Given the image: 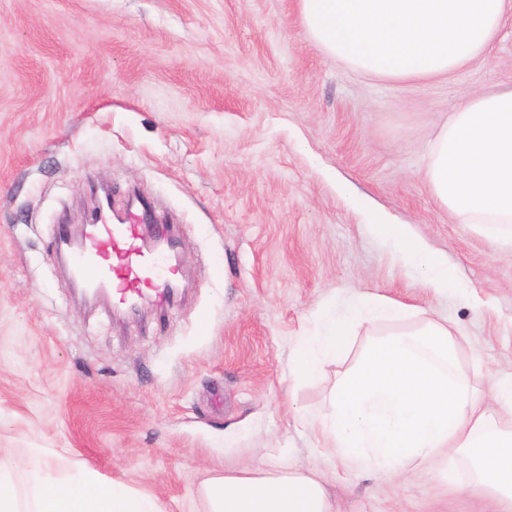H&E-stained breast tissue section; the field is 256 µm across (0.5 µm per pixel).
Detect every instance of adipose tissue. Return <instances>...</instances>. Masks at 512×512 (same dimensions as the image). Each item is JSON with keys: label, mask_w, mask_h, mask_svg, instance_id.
Wrapping results in <instances>:
<instances>
[{"label": "adipose tissue", "mask_w": 512, "mask_h": 512, "mask_svg": "<svg viewBox=\"0 0 512 512\" xmlns=\"http://www.w3.org/2000/svg\"><path fill=\"white\" fill-rule=\"evenodd\" d=\"M305 36L323 54L389 82L451 75L486 57L512 0H296ZM438 205L512 247V87L465 96L434 132L425 168ZM372 230L395 244L412 275L434 294L458 281L408 226L384 214ZM403 303L360 291L344 314L319 310L301 336L294 381L319 378L344 352L355 325H388L331 393L312 428L325 452L349 469L398 473L443 463L456 480L512 512V372L468 374L447 320L406 327ZM495 479H488V471ZM212 512H333L324 483L304 475L234 476L207 486ZM35 512H161L148 494L85 473L55 477Z\"/></svg>", "instance_id": "ef3b65f1"}]
</instances>
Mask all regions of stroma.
Returning a JSON list of instances; mask_svg holds the SVG:
<instances>
[{
  "label": "stroma",
  "instance_id": "obj_1",
  "mask_svg": "<svg viewBox=\"0 0 512 512\" xmlns=\"http://www.w3.org/2000/svg\"><path fill=\"white\" fill-rule=\"evenodd\" d=\"M512 86V19L491 53L448 76L383 83L326 58L296 0H0V448L21 508L31 451L211 512L206 478L323 476L337 512H496L437 469L348 470L309 423L373 332L322 377L289 360L314 314L371 290L460 328V358L512 372V250L442 209L428 142L459 98ZM348 183L440 254L466 287L407 276ZM173 224L190 284L144 323L84 306L56 260L92 188Z\"/></svg>",
  "mask_w": 512,
  "mask_h": 512
}]
</instances>
